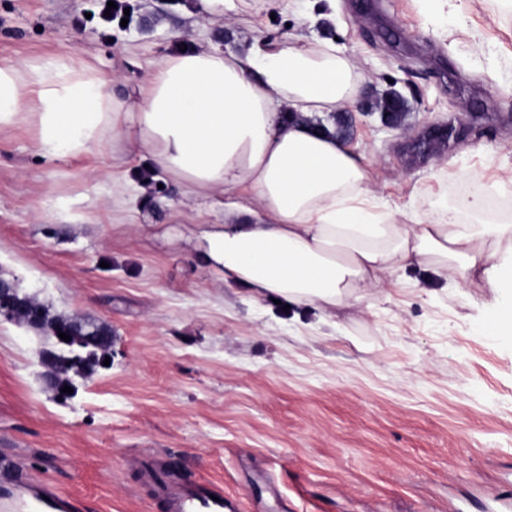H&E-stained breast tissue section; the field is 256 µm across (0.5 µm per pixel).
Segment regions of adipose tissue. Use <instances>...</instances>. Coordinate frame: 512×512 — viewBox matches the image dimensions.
<instances>
[{
  "mask_svg": "<svg viewBox=\"0 0 512 512\" xmlns=\"http://www.w3.org/2000/svg\"><path fill=\"white\" fill-rule=\"evenodd\" d=\"M362 76L335 45L252 38L234 51L201 47L153 65L135 98L106 92L74 57L0 64V131L31 127L46 158L79 157L105 137L143 149L205 210L195 261L228 288L331 312L383 295L393 274L426 266L505 297L491 324L512 335V224L464 223L412 210L376 211L360 156L330 132Z\"/></svg>",
  "mask_w": 512,
  "mask_h": 512,
  "instance_id": "adipose-tissue-1",
  "label": "adipose tissue"
}]
</instances>
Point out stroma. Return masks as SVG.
<instances>
[{
  "mask_svg": "<svg viewBox=\"0 0 512 512\" xmlns=\"http://www.w3.org/2000/svg\"><path fill=\"white\" fill-rule=\"evenodd\" d=\"M130 5L106 33L96 0H0V63L76 56L135 95L150 63L198 46L199 0ZM210 31L225 49L335 41L364 76L348 143L378 203L460 211L477 176L507 218L512 0H241ZM392 91L396 128L369 109ZM451 120L459 141L419 144ZM153 163L108 141L48 159L32 129L0 132V277L112 330L111 366L62 399L45 338L0 316V455L72 512H169L165 484L223 491L236 512H512V344L482 328L491 289L414 267L330 318L252 298L190 260L198 218L166 174L136 203L108 196Z\"/></svg>",
  "mask_w": 512,
  "mask_h": 512,
  "instance_id": "obj_1",
  "label": "stroma"
}]
</instances>
